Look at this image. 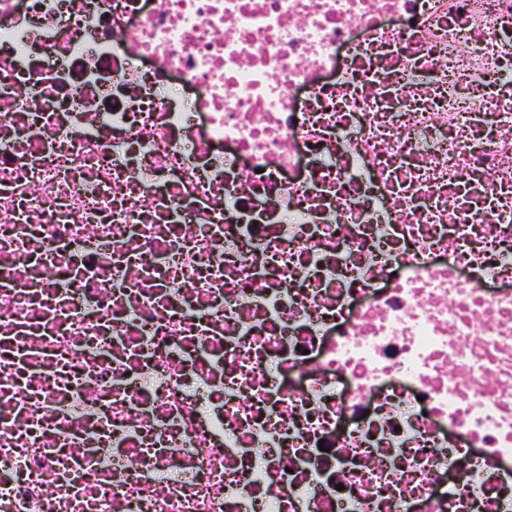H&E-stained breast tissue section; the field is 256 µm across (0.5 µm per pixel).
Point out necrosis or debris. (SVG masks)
Returning <instances> with one entry per match:
<instances>
[{
    "mask_svg": "<svg viewBox=\"0 0 512 512\" xmlns=\"http://www.w3.org/2000/svg\"><path fill=\"white\" fill-rule=\"evenodd\" d=\"M0 512H512V0H0Z\"/></svg>",
    "mask_w": 512,
    "mask_h": 512,
    "instance_id": "1",
    "label": "necrosis or debris"
}]
</instances>
